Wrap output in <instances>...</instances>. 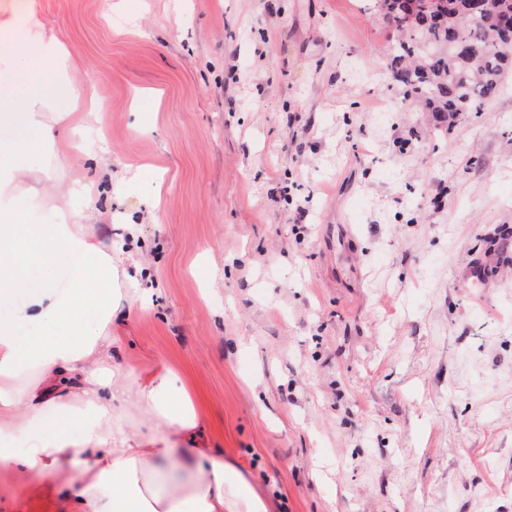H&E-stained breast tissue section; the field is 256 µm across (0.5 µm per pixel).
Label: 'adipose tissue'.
<instances>
[{
    "label": "adipose tissue",
    "instance_id": "ef3b65f1",
    "mask_svg": "<svg viewBox=\"0 0 512 512\" xmlns=\"http://www.w3.org/2000/svg\"><path fill=\"white\" fill-rule=\"evenodd\" d=\"M68 56L37 0L0 8V306L9 308L0 318V466L53 478L73 512H267L213 449L176 455V442L200 425L179 375L116 362L119 302L135 301L144 269L124 266L86 231L92 190L27 181L29 155L64 157L75 134L102 125L110 110L68 81ZM37 66L41 86L21 89V75ZM76 194L78 210L70 206ZM48 204L53 221L29 223ZM60 253L71 259L64 282L54 262ZM31 262L41 266L42 287L14 302ZM22 326L39 329L23 347Z\"/></svg>",
    "mask_w": 512,
    "mask_h": 512
}]
</instances>
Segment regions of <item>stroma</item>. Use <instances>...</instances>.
<instances>
[{
  "label": "stroma",
  "instance_id": "obj_1",
  "mask_svg": "<svg viewBox=\"0 0 512 512\" xmlns=\"http://www.w3.org/2000/svg\"><path fill=\"white\" fill-rule=\"evenodd\" d=\"M103 131L33 177L99 188L150 273L128 365L193 382L269 512H512V82L438 132L373 0H40ZM307 200L296 218L295 203ZM0 512H70L0 467ZM512 245V233L506 238H502L497 245L491 246L484 252L481 263L474 267L473 277L477 280V284L482 283L501 266L509 265L508 249Z\"/></svg>",
  "mask_w": 512,
  "mask_h": 512
}]
</instances>
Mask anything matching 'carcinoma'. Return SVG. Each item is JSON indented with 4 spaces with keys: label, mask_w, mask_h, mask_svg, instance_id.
I'll return each mask as SVG.
<instances>
[{
    "label": "carcinoma",
    "mask_w": 512,
    "mask_h": 512,
    "mask_svg": "<svg viewBox=\"0 0 512 512\" xmlns=\"http://www.w3.org/2000/svg\"><path fill=\"white\" fill-rule=\"evenodd\" d=\"M467 0H420L409 17L401 0H375V7L398 31H407L387 62L404 95L418 101L442 130L496 97L512 74V51L492 45L488 20L512 11V0H488L483 16L466 17ZM512 235L484 252L474 268L477 282L509 265Z\"/></svg>",
    "instance_id": "obj_1"
}]
</instances>
